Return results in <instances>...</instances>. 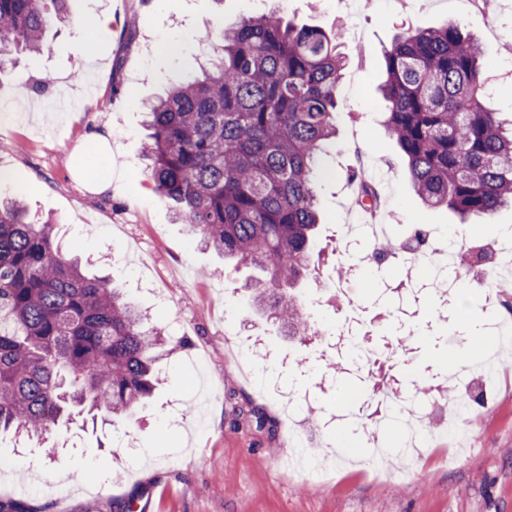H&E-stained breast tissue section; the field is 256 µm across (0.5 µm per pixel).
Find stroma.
<instances>
[{
	"mask_svg": "<svg viewBox=\"0 0 512 512\" xmlns=\"http://www.w3.org/2000/svg\"><path fill=\"white\" fill-rule=\"evenodd\" d=\"M274 8L297 24L343 34L336 144L323 157L334 176L318 190L315 265L332 276L345 263L336 240L357 207L350 169L376 186L387 238L402 237L409 224L425 225L442 242L461 231L448 209L423 204L404 175L406 161L384 126L382 48L407 29L456 21L479 38L495 87L491 106L510 117L512 0L489 6L471 0H71V22L50 29L48 50L20 55L0 72V102L19 106L0 126V168L19 173L23 186L18 192L5 184L0 193L19 194L35 219H52L65 249L113 279L178 348L159 360L156 388L132 418L71 425L58 439L56 461L39 446L1 434L0 501L33 503L43 512H121L138 497L150 499V512H512L511 377L500 373L485 382L462 442L432 441L407 479L382 476L380 461L337 460L336 435L319 420L330 410L329 346L344 300L319 292L314 274H307L295 290L318 298L308 314L324 334L311 340L285 335L253 301L250 285L261 271L234 268L191 242L171 202L142 191L149 182L141 156L146 104L206 63L197 41L204 28H229ZM103 14L128 22L110 42L92 45L91 59L83 60L80 39ZM89 70L96 92L85 112L45 111L42 95L30 89L48 74L60 96L79 99ZM95 133L106 134L107 144L92 141ZM93 153L109 154L124 169L103 192L95 190L97 172L86 164ZM352 288L368 308L365 341L402 346V358L376 367V375L408 387L446 353L447 338L468 335V306L482 316L494 312L482 287L471 303L462 288L409 297L403 309L425 326L423 334L409 336L375 289L359 280ZM249 332L266 337L281 355L257 360L248 380L231 353ZM202 375L213 381L214 394L197 419L185 406ZM292 385L309 394L301 429L316 438L329 479L281 464L294 449L275 390ZM250 409L268 426L251 422Z\"/></svg>",
	"mask_w": 512,
	"mask_h": 512,
	"instance_id": "obj_1",
	"label": "stroma"
}]
</instances>
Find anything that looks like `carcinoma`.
Here are the masks:
<instances>
[{"label":"carcinoma","instance_id":"1","mask_svg":"<svg viewBox=\"0 0 512 512\" xmlns=\"http://www.w3.org/2000/svg\"><path fill=\"white\" fill-rule=\"evenodd\" d=\"M68 0H0V72L40 52ZM219 40L214 68L149 112L143 158L180 223L235 267L269 274L254 301L290 336H318L290 288L320 223L318 161L336 136L345 59L337 34L275 10ZM482 47L457 24L410 31L383 49L385 126L420 200L461 223L512 206V121L490 107ZM166 339L104 277L83 272L51 224L0 199V433L42 437L62 422L131 414L154 390Z\"/></svg>","mask_w":512,"mask_h":512}]
</instances>
